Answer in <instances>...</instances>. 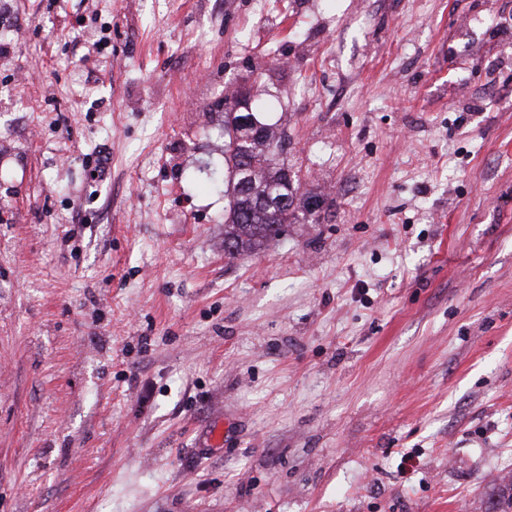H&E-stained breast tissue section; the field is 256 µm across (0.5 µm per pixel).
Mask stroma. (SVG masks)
<instances>
[{
    "instance_id": "35a3bbf8",
    "label": "stroma",
    "mask_w": 512,
    "mask_h": 512,
    "mask_svg": "<svg viewBox=\"0 0 512 512\" xmlns=\"http://www.w3.org/2000/svg\"><path fill=\"white\" fill-rule=\"evenodd\" d=\"M0 44V512H487L512 0H0ZM229 88L323 200L234 260Z\"/></svg>"
}]
</instances>
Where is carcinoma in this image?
<instances>
[{"mask_svg": "<svg viewBox=\"0 0 512 512\" xmlns=\"http://www.w3.org/2000/svg\"><path fill=\"white\" fill-rule=\"evenodd\" d=\"M240 94L224 100V254L230 258L254 253L281 236L298 219L299 180L279 160L288 131L264 123L248 129L240 120ZM495 512H512V480L493 484Z\"/></svg>", "mask_w": 512, "mask_h": 512, "instance_id": "carcinoma-1", "label": "carcinoma"}]
</instances>
